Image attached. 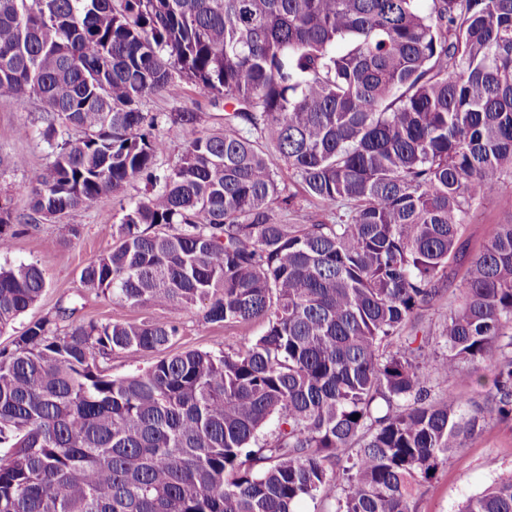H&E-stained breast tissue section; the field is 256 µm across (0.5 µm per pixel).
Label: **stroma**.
Returning <instances> with one entry per match:
<instances>
[{
    "label": "stroma",
    "mask_w": 512,
    "mask_h": 512,
    "mask_svg": "<svg viewBox=\"0 0 512 512\" xmlns=\"http://www.w3.org/2000/svg\"><path fill=\"white\" fill-rule=\"evenodd\" d=\"M145 112H196L202 129L220 128L223 102L194 84L184 86L180 97L152 94L141 104ZM37 102L20 105L0 99V196L12 200L15 214L26 212L25 173L11 164L13 157H23L28 166L46 167L51 157L46 144L35 136L41 126ZM512 215V195L494 196L473 206L460 242L463 255L453 266L444 293L445 305L423 312L419 326L437 331L447 311V302L456 300L459 281L497 224ZM122 212L112 196L99 197L84 209L38 224H20L19 233L9 252L0 254V265L36 263L46 275L47 287L38 303L27 312V319L51 313L57 315L60 330L90 319L138 323L170 319L169 310L152 306L132 307L86 291L80 282L82 269L111 248ZM78 234H71V227ZM182 334L173 349L180 352L200 349L220 353L228 348L250 344L262 332L261 325L249 330L224 325H205L197 312L181 313ZM512 471V422L487 421L482 430L467 440L439 470L435 479L424 485L413 500L414 512H456L467 496L481 492L499 474Z\"/></svg>",
    "instance_id": "35a3bbf8"
}]
</instances>
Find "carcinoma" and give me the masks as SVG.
<instances>
[{"mask_svg": "<svg viewBox=\"0 0 512 512\" xmlns=\"http://www.w3.org/2000/svg\"><path fill=\"white\" fill-rule=\"evenodd\" d=\"M188 82L221 128L141 111ZM0 97L40 102L53 157L26 223L120 204L85 289L263 327L161 357L174 318L26 324L0 349V512H295L339 477L336 512H413L429 471L512 420V216L438 336L417 329L472 207L512 187V0H0ZM162 124L192 130L166 169ZM15 221L1 199V253ZM45 288L0 268V331ZM114 354L151 361L114 378ZM486 366L482 401L435 394ZM460 512H512V473Z\"/></svg>", "mask_w": 512, "mask_h": 512, "instance_id": "carcinoma-1", "label": "carcinoma"}]
</instances>
